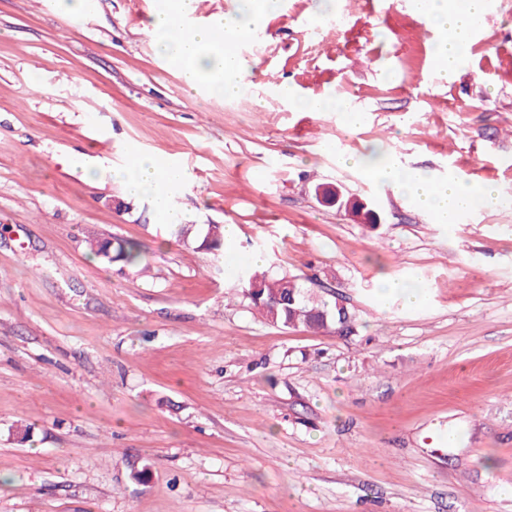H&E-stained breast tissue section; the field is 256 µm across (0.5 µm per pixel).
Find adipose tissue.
Wrapping results in <instances>:
<instances>
[{"label": "adipose tissue", "instance_id": "1", "mask_svg": "<svg viewBox=\"0 0 512 512\" xmlns=\"http://www.w3.org/2000/svg\"><path fill=\"white\" fill-rule=\"evenodd\" d=\"M193 4L194 0H173L169 10L157 15L155 35L164 49L172 52L189 87H196L198 81L204 80L215 95L240 96L249 86L250 68L226 47L225 42L243 39L249 31L248 26L235 27L217 17L208 28L185 32L184 20L193 12ZM416 4L441 33L437 58L442 75H451L459 55L469 43L473 25L482 13L483 0H416ZM218 29L224 31V39H214L213 33ZM358 165L367 178L394 183L399 191L428 211L437 224L453 223L460 213L478 206L496 208L501 204L493 188H475L459 180L448 181L440 187L425 173L403 170L384 154L362 158ZM117 177L127 195L137 197L150 193L167 223H181L180 211L168 207L169 191L181 179L177 166L140 158L118 171Z\"/></svg>", "mask_w": 512, "mask_h": 512}]
</instances>
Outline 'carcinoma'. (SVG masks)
Listing matches in <instances>:
<instances>
[{
	"mask_svg": "<svg viewBox=\"0 0 512 512\" xmlns=\"http://www.w3.org/2000/svg\"><path fill=\"white\" fill-rule=\"evenodd\" d=\"M339 209L351 212L363 223L376 225L380 215L363 202H352L343 197L336 204ZM224 228L220 224L207 225L202 245L217 258H223ZM91 253L110 262L123 261L129 265L143 263L140 248L131 242L110 241L91 244ZM232 288L242 293L265 319L284 327H303L313 331L324 329L340 319V312L327 303L306 295L305 290L293 277L270 278L266 272L245 265L237 274Z\"/></svg>",
	"mask_w": 512,
	"mask_h": 512,
	"instance_id": "cac0c4a2",
	"label": "carcinoma"
}]
</instances>
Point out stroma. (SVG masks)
Listing matches in <instances>:
<instances>
[{"mask_svg": "<svg viewBox=\"0 0 512 512\" xmlns=\"http://www.w3.org/2000/svg\"><path fill=\"white\" fill-rule=\"evenodd\" d=\"M164 6L0 0V512H512V0L448 80L414 0H276L233 44L235 98L185 84ZM378 151L503 204L434 223L347 163ZM141 157L183 168L187 223L237 225L223 269L126 196ZM115 237L148 271L91 255ZM256 255L348 329L227 292ZM411 279L418 303L382 304ZM336 207L338 209L350 211L353 215L360 217L364 224L376 225L380 224L381 222L380 215L375 210L370 208L367 203L351 202L348 198L345 197L343 192L342 198L336 204ZM379 294L385 305H390L393 299L398 296L405 304H416L421 297V294L415 288H409L400 281H384Z\"/></svg>", "mask_w": 512, "mask_h": 512, "instance_id": "1", "label": "stroma"}]
</instances>
